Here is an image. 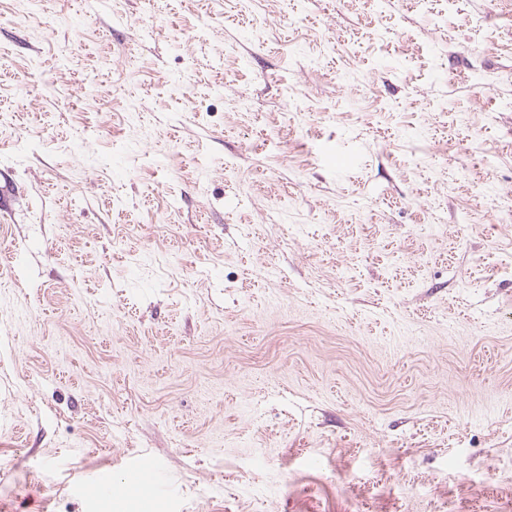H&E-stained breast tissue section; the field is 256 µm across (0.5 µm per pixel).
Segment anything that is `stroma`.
I'll return each instance as SVG.
<instances>
[{"mask_svg":"<svg viewBox=\"0 0 512 512\" xmlns=\"http://www.w3.org/2000/svg\"><path fill=\"white\" fill-rule=\"evenodd\" d=\"M512 0H0V512H512ZM152 461L142 457L135 465L130 467L123 479V488L127 491H142L148 489L154 479ZM88 492L93 499L102 501L109 512H112V508L117 510L123 499L122 492L114 488L111 474L107 471L93 479L88 486Z\"/></svg>","mask_w":512,"mask_h":512,"instance_id":"stroma-1","label":"stroma"}]
</instances>
